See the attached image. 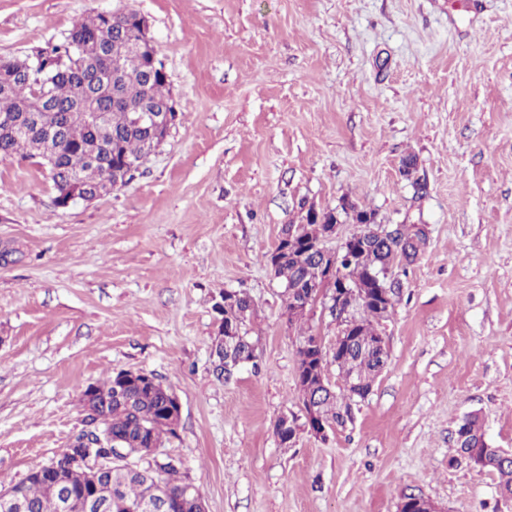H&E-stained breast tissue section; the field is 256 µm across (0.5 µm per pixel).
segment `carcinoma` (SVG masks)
Instances as JSON below:
<instances>
[{"instance_id": "obj_1", "label": "carcinoma", "mask_w": 512, "mask_h": 512, "mask_svg": "<svg viewBox=\"0 0 512 512\" xmlns=\"http://www.w3.org/2000/svg\"><path fill=\"white\" fill-rule=\"evenodd\" d=\"M138 14H126L124 31L110 25L102 13L79 21L68 36L55 45L47 55H39L42 66L46 67L47 87L42 88L28 79L30 58L0 62V158L21 155L35 158L46 151L57 152L55 168L50 171L56 193L79 191L97 199L108 193L107 185L122 187L127 181L114 173V164L124 160L134 161L142 157L150 147L149 133L132 126L130 116L142 102L164 104L172 101L166 76L155 73L148 79L147 71L152 61L145 52L123 50L118 66H112V56L106 46L122 47L124 41L132 40L137 31ZM39 100L43 110L51 113L56 131L52 140L43 137L42 131L30 121V106ZM105 112L110 125L107 130L97 129L90 121L88 108ZM314 207L302 203L296 219L289 221L281 230L286 236L302 224L310 223ZM427 237L406 228L398 240L386 242L371 234L365 235V242L359 250L358 259L348 269V276L362 283L368 270L377 262H394L405 268L413 264L424 250ZM275 278L296 284L294 297L299 299L307 294V287L323 274L318 253L304 245L302 239L293 236L288 242L285 261L272 270ZM253 307L248 295L241 292L237 310L232 318L246 324ZM393 307V296L382 300V307L368 303L355 316L352 332L361 338L370 337V328L376 319L388 317ZM218 364L216 377L228 382L237 370V361L254 360L255 344L242 329L239 336L224 337V345L216 349ZM338 373L346 380L360 383V390H371L375 379L383 372L388 357L379 358L362 343H356L349 351L336 355ZM311 399L319 406L325 421L343 427L353 418V406L360 397L347 402L346 391H327L310 381ZM101 410L103 432L112 436V444L137 452L140 431L146 430V437L153 448L164 447L165 442L177 437L169 425L158 420L163 409L165 394L169 388L161 382L146 386H129L118 389L117 374H112L102 383L94 384ZM462 427L465 439L455 442L458 453L464 447L483 450L486 447L483 421L479 414L464 416ZM183 467L180 459L169 457L161 471H150L151 462L142 464V471L158 479L171 492L176 493L193 485L189 479H177L175 475ZM482 469L497 473L498 487L512 494V463L503 462L495 453L489 452L483 460ZM147 476V477H149ZM147 477L131 476L116 466L112 469V512H144ZM66 484L82 492L90 484L88 471L80 468L64 470ZM23 489L24 512H60L59 498L51 486L39 479L26 477L18 482Z\"/></svg>"}]
</instances>
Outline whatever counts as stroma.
Wrapping results in <instances>:
<instances>
[{
  "instance_id": "obj_1",
  "label": "stroma",
  "mask_w": 512,
  "mask_h": 512,
  "mask_svg": "<svg viewBox=\"0 0 512 512\" xmlns=\"http://www.w3.org/2000/svg\"><path fill=\"white\" fill-rule=\"evenodd\" d=\"M0 0V60L99 12L149 25L178 120L126 186L57 207L38 160L0 159V481L84 427L81 390L154 374L182 405L206 512H512L454 451L480 412L512 450V0ZM413 156L412 176L400 163ZM427 184L417 195L414 180ZM424 224L396 273L385 371L352 424L282 445L297 328L266 260L299 202ZM254 303L256 361L212 373L225 290Z\"/></svg>"
}]
</instances>
